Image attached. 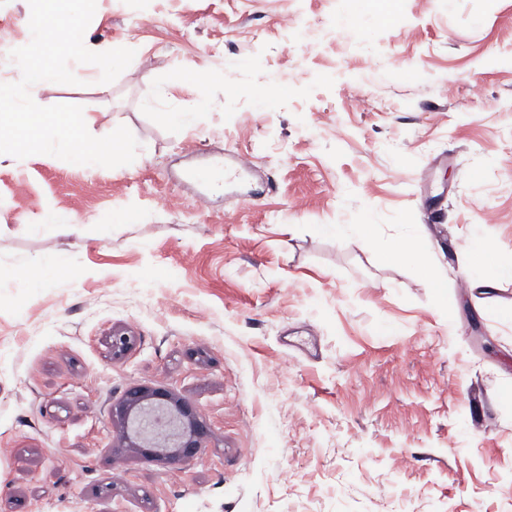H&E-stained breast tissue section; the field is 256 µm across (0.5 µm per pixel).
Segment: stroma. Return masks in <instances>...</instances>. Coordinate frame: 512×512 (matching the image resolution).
I'll use <instances>...</instances> for the list:
<instances>
[{"instance_id": "stroma-1", "label": "stroma", "mask_w": 512, "mask_h": 512, "mask_svg": "<svg viewBox=\"0 0 512 512\" xmlns=\"http://www.w3.org/2000/svg\"><path fill=\"white\" fill-rule=\"evenodd\" d=\"M30 14L0 0V36ZM84 43L135 57L33 100L139 149L0 155V512H512V280L458 288L473 227L512 258V0H96ZM229 150L251 170L196 209L187 169ZM408 233L430 277L384 259ZM157 384L208 427L179 466L115 447L113 403Z\"/></svg>"}]
</instances>
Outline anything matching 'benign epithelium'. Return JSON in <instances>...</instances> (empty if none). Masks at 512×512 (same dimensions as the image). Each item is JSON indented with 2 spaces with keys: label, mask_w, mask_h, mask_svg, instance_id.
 I'll list each match as a JSON object with an SVG mask.
<instances>
[{
  "label": "benign epithelium",
  "mask_w": 512,
  "mask_h": 512,
  "mask_svg": "<svg viewBox=\"0 0 512 512\" xmlns=\"http://www.w3.org/2000/svg\"><path fill=\"white\" fill-rule=\"evenodd\" d=\"M133 346V337L113 334V355L122 356ZM112 422L122 444L151 458L166 448L173 465L199 456L208 434L196 407L162 385L127 389L112 405Z\"/></svg>",
  "instance_id": "1"
}]
</instances>
